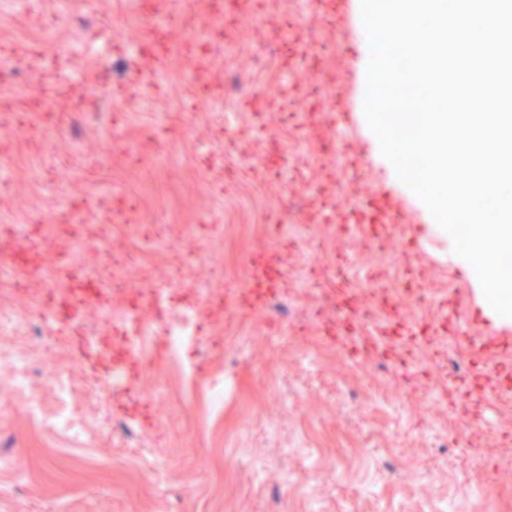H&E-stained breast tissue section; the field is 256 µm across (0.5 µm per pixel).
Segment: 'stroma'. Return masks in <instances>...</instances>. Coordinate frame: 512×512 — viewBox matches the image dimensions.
Masks as SVG:
<instances>
[{"instance_id": "1", "label": "stroma", "mask_w": 512, "mask_h": 512, "mask_svg": "<svg viewBox=\"0 0 512 512\" xmlns=\"http://www.w3.org/2000/svg\"><path fill=\"white\" fill-rule=\"evenodd\" d=\"M7 0L0 6V300L33 319L54 316L48 332L27 334L0 357V512H512V327L485 313L467 269L453 262L450 242L421 200L399 185L370 129L343 138L364 143L348 154L375 190L412 200L413 224L363 223L340 214L343 234L308 245L303 224L277 225L291 190L323 181L308 164L313 136L281 124L276 112L254 113L273 86L295 85V60L255 69L230 54L225 31L276 30L282 0ZM168 56L154 65L151 56ZM209 59L199 69L197 57ZM252 76L250 93L224 101L227 71ZM149 72L136 86L139 72ZM251 145L239 166L257 165L262 145L276 142L280 174L235 188L205 182L204 172L230 130ZM127 213L112 227L116 258L136 252L154 276L178 259L154 237L192 239L197 263L218 258L226 278L245 277L257 252L280 256L299 276L287 283L289 309L226 311L220 298L194 288L174 293L172 309L200 310L203 341L184 358L196 387L169 364L159 337L125 358L129 385L117 399L88 389L105 365L81 352L80 334L94 313L68 319L58 295L15 264L19 255L64 266L74 223L46 235L40 217L62 211L100 221V203ZM223 219L221 242L206 216ZM391 238L387 271L397 294L426 284L427 307L397 302L379 331L423 338L412 370L398 348L351 352L335 331L308 316V280L343 265L351 283L368 287L358 252ZM446 340L457 363L441 360L425 339ZM32 359L43 400L32 419L14 390L15 359ZM223 375L229 395L221 418H208L202 390ZM65 387L83 423L80 434L54 429L57 389Z\"/></svg>"}]
</instances>
